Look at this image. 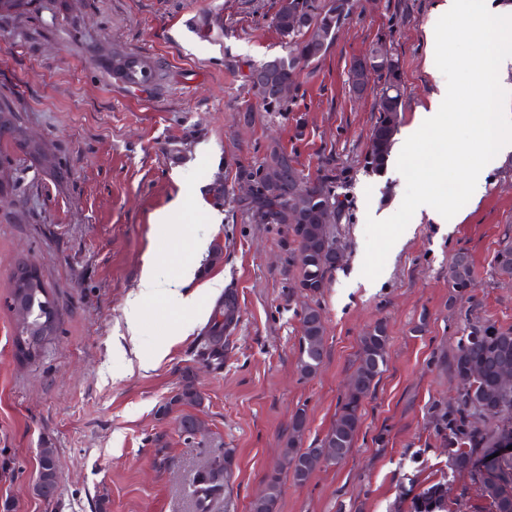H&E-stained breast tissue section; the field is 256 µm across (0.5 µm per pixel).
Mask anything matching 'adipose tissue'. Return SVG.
<instances>
[{"label": "adipose tissue", "mask_w": 512, "mask_h": 512, "mask_svg": "<svg viewBox=\"0 0 512 512\" xmlns=\"http://www.w3.org/2000/svg\"><path fill=\"white\" fill-rule=\"evenodd\" d=\"M437 21L428 30L431 51H439L450 40L451 32L443 23L444 17H459L466 21L477 41V57L465 59L464 68L469 75L467 87L480 99H487L494 76L512 74V10L490 5L489 0H446L440 5ZM435 106L417 113L415 120L403 128L396 143L398 152H405L409 145L422 136L431 135L446 140L447 146L438 157V165L458 161L465 144L456 132L466 128L477 133L479 141L491 145L495 152L512 153V109L495 106L493 113L443 112L438 102H455L461 93L460 86L448 73L435 75ZM197 268L192 264L181 265L176 275H169L164 263L150 260L143 267L137 292L125 305L126 328L130 338H137L142 329V309L153 298H164L168 307L177 313L198 308V294L192 286Z\"/></svg>", "instance_id": "ef3b65f1"}]
</instances>
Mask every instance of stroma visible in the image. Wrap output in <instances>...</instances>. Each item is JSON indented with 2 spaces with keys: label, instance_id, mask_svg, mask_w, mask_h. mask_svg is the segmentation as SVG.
I'll use <instances>...</instances> for the list:
<instances>
[{
  "label": "stroma",
  "instance_id": "stroma-1",
  "mask_svg": "<svg viewBox=\"0 0 512 512\" xmlns=\"http://www.w3.org/2000/svg\"><path fill=\"white\" fill-rule=\"evenodd\" d=\"M441 2L357 0L280 112L246 81L250 66L288 51L272 24L278 0H36L34 12L0 22V94L16 99L46 156L33 164L13 153L17 180L0 195V503L11 512H193L198 469L230 448L228 485L211 512H250L295 410L307 412L304 444L328 432L361 338L378 321L387 326L388 365L363 404L351 452L306 484L283 477L277 512H411L417 493L447 478L441 416L455 404L448 359L462 337L448 307V263L468 250L478 315L512 327V283L491 272L512 229V162L487 160L483 144L470 143L464 160L486 167L489 182L475 205L446 197L459 177L426 166L435 154L429 138L390 156L382 173L365 171L378 114L373 93L355 94L348 83L353 61L386 46L400 67L404 127L431 103L433 72L465 80L457 60L478 47L464 23L449 19L452 40L428 51ZM116 52L156 64L155 82L134 89L115 79L107 61ZM273 143L304 174L317 176L328 162L346 183L344 261L317 295L298 286L286 225L249 217L235 203ZM424 192L448 198L464 219L454 226L416 219L408 203ZM178 198L171 225L156 226L155 213ZM371 206L389 211L394 226L411 225L401 246L366 220ZM211 209L222 214L220 225L210 223ZM190 237L210 239L220 260L188 250ZM167 254L197 265L194 288L206 313L180 338L163 301H148L134 352L118 357L125 301L143 263ZM23 260L61 309L55 336L30 362L15 355L18 316L5 304L11 271ZM360 271L371 287L341 288ZM216 280L224 284L218 293ZM228 294L238 320L216 370L195 350ZM310 305L324 316L326 357L304 378L300 318ZM188 369L203 396L190 409L203 428L190 438L179 430L182 408L160 410ZM44 445L60 462L49 501L32 491Z\"/></svg>",
  "mask_w": 512,
  "mask_h": 512
}]
</instances>
